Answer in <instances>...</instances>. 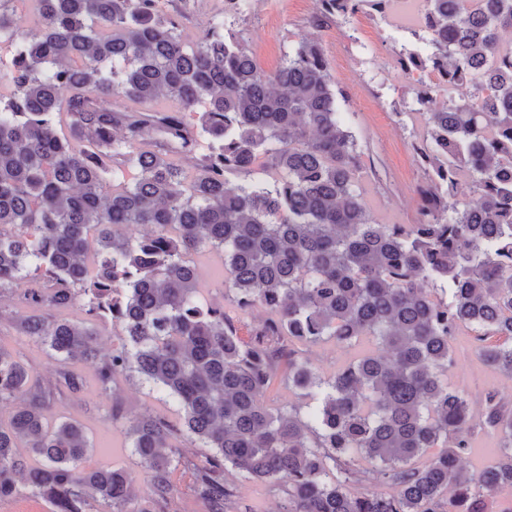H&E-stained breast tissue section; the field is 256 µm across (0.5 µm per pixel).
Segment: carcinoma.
<instances>
[{"label": "carcinoma", "mask_w": 512, "mask_h": 512, "mask_svg": "<svg viewBox=\"0 0 512 512\" xmlns=\"http://www.w3.org/2000/svg\"><path fill=\"white\" fill-rule=\"evenodd\" d=\"M11 2L0 0V296L21 290L22 333L60 363L91 366L104 392L134 370L178 401L183 422H129L143 498L124 469L88 464L83 425L50 421L51 389L1 339L0 404L15 409L0 426V499L166 512L181 470L208 512H226L232 468L278 492L280 512H493L512 490V400L485 395L479 426L500 436L505 461L470 472L471 410L447 374L450 340L468 326L488 366L512 377V48L500 44L512 0H426L428 37L411 32L418 45L400 64L418 75L426 131L411 147L426 178L407 225L377 222L356 193L357 141L315 34L388 0H318L311 31L270 74L225 35L250 0H224L194 44L160 0H30L33 38ZM442 84L476 96L426 107ZM163 100L178 108L157 109ZM201 138L208 153L190 177L170 154ZM260 154L271 180L230 185ZM123 166L139 169L134 184H114ZM91 235L100 249L88 258ZM204 246L224 253L237 311L275 314L246 340L224 307L199 302L189 256ZM78 303L85 321L40 313ZM109 319L122 339L101 358L96 323ZM362 336L383 355L328 377L293 349ZM58 377L73 395L86 384ZM277 381L315 410L267 405ZM184 431L210 453L174 446ZM373 480L396 493L346 491Z\"/></svg>", "instance_id": "carcinoma-1"}]
</instances>
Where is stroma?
Returning a JSON list of instances; mask_svg holds the SVG:
<instances>
[{
	"label": "stroma",
	"instance_id": "1",
	"mask_svg": "<svg viewBox=\"0 0 512 512\" xmlns=\"http://www.w3.org/2000/svg\"><path fill=\"white\" fill-rule=\"evenodd\" d=\"M223 6L224 0H165L163 4L166 11L182 13L180 31L189 42L202 36L208 20ZM318 10L317 0H253L239 25L247 30L248 47L257 65L269 73L278 70L288 50L308 32L309 21ZM319 37L338 90L340 110L357 140V191L362 201L380 223H414L415 188L423 181L424 170L410 144L423 137L424 119L417 109L411 82L398 62L399 51L412 45V37L392 16L369 8L349 20L329 22ZM194 262L204 296L224 303L223 253L205 249L195 254ZM24 312L18 296L0 298V339L22 357L44 385L55 384L59 365L51 351L18 329V319ZM451 345L454 364L448 372V383L465 393L474 414H481L488 391L512 394V378L484 363L469 328H460ZM374 347L372 338L365 336L349 348L327 341L299 346L298 351L331 374ZM115 402L121 404L125 414L124 421L118 423L109 416ZM50 413L84 426L91 445V465L117 466L138 476L143 470L139 457L130 449L127 419L146 413L176 423L182 417L175 399L134 372L119 376L108 394L102 393L94 380H87L80 394L55 396ZM228 479L237 488L228 512H238L242 506L252 512H277L279 497L266 483L235 472Z\"/></svg>",
	"mask_w": 512,
	"mask_h": 512
}]
</instances>
